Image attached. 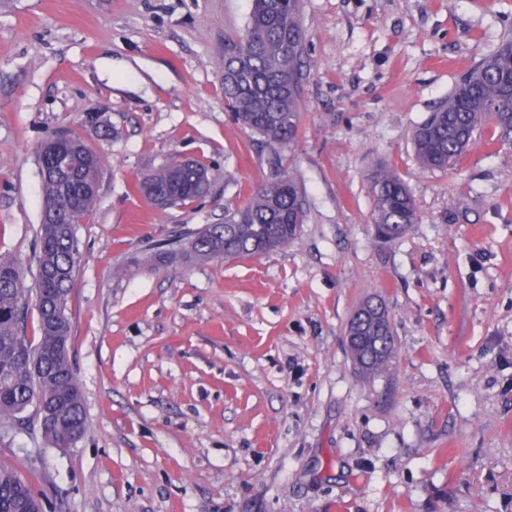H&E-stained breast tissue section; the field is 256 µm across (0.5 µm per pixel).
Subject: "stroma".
I'll return each instance as SVG.
<instances>
[{"instance_id":"1","label":"stroma","mask_w":512,"mask_h":512,"mask_svg":"<svg viewBox=\"0 0 512 512\" xmlns=\"http://www.w3.org/2000/svg\"><path fill=\"white\" fill-rule=\"evenodd\" d=\"M252 0H0V254L37 279L41 144L101 157L75 232L69 352L87 427L35 410L0 463L44 512H512V143L476 133L445 170L412 134L512 31V0H305L303 105L282 167L307 217L288 249L153 269L133 254L220 224L273 149L224 105V45ZM209 167L164 211L134 189L166 160ZM395 165L419 222L374 235L369 178ZM385 304L390 372L359 374L347 324Z\"/></svg>"}]
</instances>
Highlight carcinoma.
I'll list each match as a JSON object with an SVG mask.
<instances>
[{"label":"carcinoma","instance_id":"carcinoma-1","mask_svg":"<svg viewBox=\"0 0 512 512\" xmlns=\"http://www.w3.org/2000/svg\"><path fill=\"white\" fill-rule=\"evenodd\" d=\"M303 0H254L245 34L224 45V105L232 121L273 147L294 145L299 134L306 34ZM489 125L497 140L512 142V34L472 67L448 98L416 129L413 149L419 163L445 169L470 143L475 130ZM72 154L77 164L43 181V215L37 253L38 277L26 288L17 262L0 255V425L13 426L28 407L42 405L54 414L46 437L56 448L71 446L86 430L81 390L68 355L71 321L68 301L78 266L75 226L93 211L98 197L101 160L74 134L50 143V151ZM273 174L248 192L246 202L224 215V223L192 230L171 248L159 247L132 262L167 264L176 259L209 261L259 257L288 249L306 215L305 195L294 175L271 162ZM208 169L198 160L172 158L138 182L137 190L160 208L182 206L205 195ZM372 221L376 238H401L419 220L415 200L393 166L371 177ZM38 316L39 336L26 334L30 307ZM364 319L349 329L366 337L350 348L364 375L382 376L396 357L394 338H381L388 313L368 300ZM0 512H40L30 479L0 465Z\"/></svg>","mask_w":512,"mask_h":512}]
</instances>
